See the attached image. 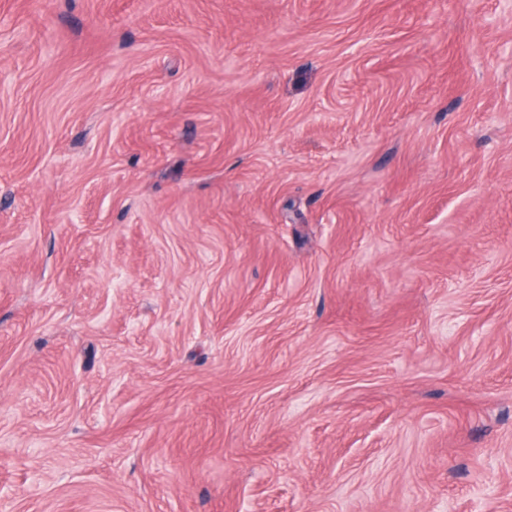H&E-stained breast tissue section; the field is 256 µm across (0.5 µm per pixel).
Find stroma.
<instances>
[{
  "mask_svg": "<svg viewBox=\"0 0 512 512\" xmlns=\"http://www.w3.org/2000/svg\"><path fill=\"white\" fill-rule=\"evenodd\" d=\"M0 512H512V0H0Z\"/></svg>",
  "mask_w": 512,
  "mask_h": 512,
  "instance_id": "obj_1",
  "label": "stroma"
}]
</instances>
